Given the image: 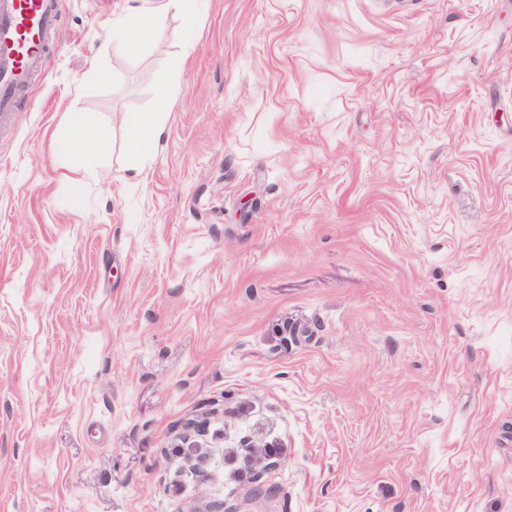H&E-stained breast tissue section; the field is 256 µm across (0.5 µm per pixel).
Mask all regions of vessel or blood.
I'll return each mask as SVG.
<instances>
[{
	"label": "vessel or blood",
	"mask_w": 512,
	"mask_h": 512,
	"mask_svg": "<svg viewBox=\"0 0 512 512\" xmlns=\"http://www.w3.org/2000/svg\"><path fill=\"white\" fill-rule=\"evenodd\" d=\"M57 23V0H0V112H11L29 91Z\"/></svg>",
	"instance_id": "obj_1"
}]
</instances>
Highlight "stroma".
<instances>
[{"mask_svg":"<svg viewBox=\"0 0 512 512\" xmlns=\"http://www.w3.org/2000/svg\"><path fill=\"white\" fill-rule=\"evenodd\" d=\"M157 4L0 119V512H512V0ZM192 422L285 452L175 498ZM166 5L160 6L159 11L153 14H141L134 13L131 15L127 28L125 30V39L129 43H133L139 39L144 32L145 27L148 24H154L157 20V16L161 14ZM171 97L172 88L169 85L160 86L156 93L158 112L146 116L136 115L127 122L128 135L139 155L133 167L137 173H140L150 159L151 152L156 148L163 135L164 127L159 114L167 108ZM94 125V117L87 113H70L66 119L58 150L69 158L71 168L75 172L83 168L82 158L85 157V149Z\"/></svg>","mask_w":512,"mask_h":512,"instance_id":"35a3bbf8","label":"stroma"}]
</instances>
